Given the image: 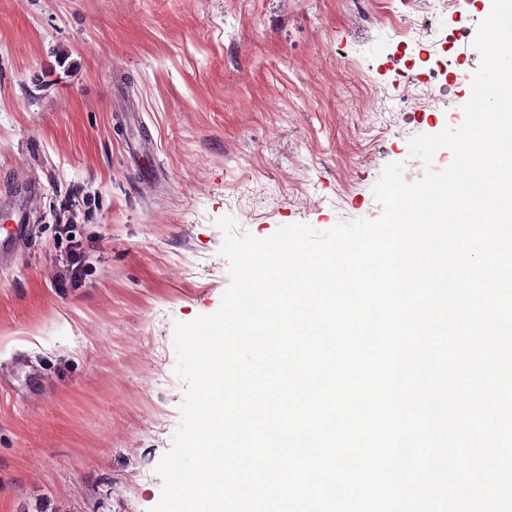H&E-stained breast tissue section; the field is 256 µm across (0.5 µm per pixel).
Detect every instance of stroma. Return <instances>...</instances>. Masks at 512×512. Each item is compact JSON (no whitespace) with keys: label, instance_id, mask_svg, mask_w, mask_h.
Returning <instances> with one entry per match:
<instances>
[{"label":"stroma","instance_id":"stroma-1","mask_svg":"<svg viewBox=\"0 0 512 512\" xmlns=\"http://www.w3.org/2000/svg\"><path fill=\"white\" fill-rule=\"evenodd\" d=\"M447 2L0 0V203L38 191L0 264V512H151L173 324L231 283L217 219L379 220L384 167L418 182L410 139L465 119L491 0Z\"/></svg>","mask_w":512,"mask_h":512}]
</instances>
